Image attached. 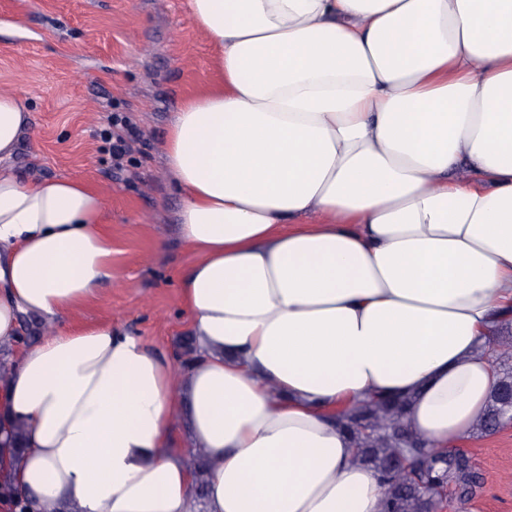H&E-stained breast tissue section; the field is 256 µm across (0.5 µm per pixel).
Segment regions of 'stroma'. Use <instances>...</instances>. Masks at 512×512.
Masks as SVG:
<instances>
[{"label":"stroma","mask_w":512,"mask_h":512,"mask_svg":"<svg viewBox=\"0 0 512 512\" xmlns=\"http://www.w3.org/2000/svg\"><path fill=\"white\" fill-rule=\"evenodd\" d=\"M212 74L210 44L187 0H0V89L26 98L33 114L13 168L32 178L78 177L107 198L112 283L70 324H112L179 350L187 330L177 279L194 256L178 237L180 197L162 142L182 98ZM116 112L142 133L119 174L99 137ZM459 445L484 487L449 512H512V425Z\"/></svg>","instance_id":"stroma-1"}]
</instances>
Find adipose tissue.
<instances>
[{"mask_svg": "<svg viewBox=\"0 0 512 512\" xmlns=\"http://www.w3.org/2000/svg\"><path fill=\"white\" fill-rule=\"evenodd\" d=\"M216 76L162 152L182 199L192 359L66 318L112 278L105 196L8 165L32 113L0 90V413L34 512H380L337 408L410 393L468 437L512 325V0H189ZM52 331L17 348L21 315Z\"/></svg>", "mask_w": 512, "mask_h": 512, "instance_id": "obj_1", "label": "adipose tissue"}]
</instances>
